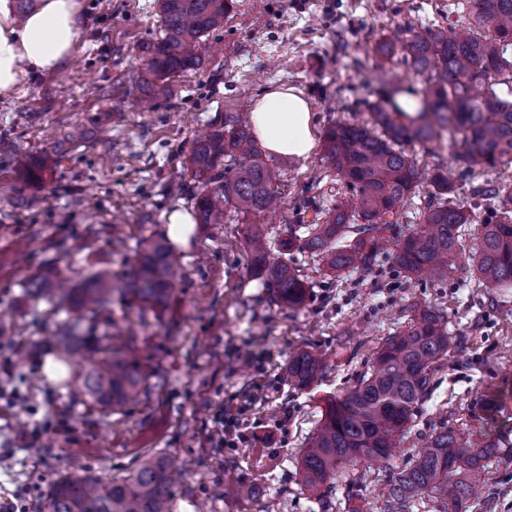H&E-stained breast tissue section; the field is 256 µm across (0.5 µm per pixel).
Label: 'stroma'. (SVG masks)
I'll return each instance as SVG.
<instances>
[{
	"label": "stroma",
	"mask_w": 512,
	"mask_h": 512,
	"mask_svg": "<svg viewBox=\"0 0 512 512\" xmlns=\"http://www.w3.org/2000/svg\"><path fill=\"white\" fill-rule=\"evenodd\" d=\"M78 2L81 50L61 71L29 76L0 96V327L38 345L23 364L0 346V498L22 490L24 512H47V488L70 458L108 482L157 454L184 466L173 512H382L377 490L440 423L481 428L512 444V285L489 288L470 276L410 280L385 257L373 270L334 279L297 247L286 256L305 276L308 298L291 311L251 274L241 215L217 229L196 225L188 245H174L186 276L162 324H143L113 305V335L131 341L130 357L150 374L139 402L109 414L68 393L67 366L40 345L66 314L22 299V280L47 260L73 281L96 268L123 276L139 241L166 240L169 214L192 209L194 183L183 159L200 133L248 111L276 84L303 91L317 135L364 121L379 72L413 82L375 46L398 44L412 26L460 24L467 16L465 0H232L223 25L199 45L200 66L173 78L155 110L143 112L138 80L162 35L158 0ZM76 125L83 138L67 144L66 160L45 173L44 184L20 181V166ZM410 152L452 179L450 202L472 217L460 243L472 251L483 225L497 220L478 189L498 173L469 169L450 146L417 144ZM269 162L281 172L278 209L262 222L276 258L289 230L306 234L293 227L295 211L328 214L353 192L323 149ZM22 195L32 206L18 205ZM416 299L444 313L456 343L433 373L429 399L388 468L348 470L324 498L311 496L300 461L326 400L369 370ZM301 348L327 367L310 388L296 390L283 371ZM491 392L505 404L492 415L484 406ZM228 410L243 421L245 438L234 448L220 443L218 419ZM466 512H512V460H491Z\"/></svg>",
	"instance_id": "stroma-1"
}]
</instances>
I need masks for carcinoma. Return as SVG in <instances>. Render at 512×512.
<instances>
[{"label":"carcinoma","instance_id":"obj_1","mask_svg":"<svg viewBox=\"0 0 512 512\" xmlns=\"http://www.w3.org/2000/svg\"><path fill=\"white\" fill-rule=\"evenodd\" d=\"M164 36L154 44L141 78L144 109L169 93V81L201 65L197 47L221 23L230 0H159ZM466 26L427 27L400 42V62L419 87L415 117L397 104L402 89L387 84L367 104L371 126L338 123L324 134V152L332 168L355 191L356 202L338 206L327 218L319 210L305 219L304 246L335 277L372 269L388 256L408 279L427 275L451 279L468 269L477 279L496 286L512 284V184L488 182L480 191L497 203L499 218L483 225L471 253L459 249V232L470 214L448 203L454 193L448 178H431L434 191L412 233L399 234V205L420 191L425 171L404 146L412 142H449L471 166L494 172L512 167V57L504 47L512 41V0H466ZM83 131L74 128L56 150L26 162L38 181L60 164L63 141ZM197 184L193 200L198 223L224 224L227 211L244 216L265 212L276 198L280 171L267 163L242 115H228L224 126L193 141L183 161ZM245 240L252 271L274 289L276 302L301 309L308 285L300 271L284 260L268 258L267 228L249 224ZM53 265L21 283L22 295L49 304L57 300ZM182 275L178 257L163 241L141 243L139 258L122 280L97 269L67 289L64 300L74 316L48 339L58 359L71 369L65 386L75 397L102 409L121 412L136 403L145 381L143 365L112 344V334L99 331L102 314L119 300L137 308L140 321L153 312L161 320L170 289ZM406 330L388 337L374 355L369 373L345 394L327 402L316 431L303 452L304 487L318 498L333 488L340 471L365 462L385 468L396 442L420 410L431 390L432 373L448 354L452 337L442 311L427 303L412 305ZM324 370L323 358L301 349L288 358V385L309 388ZM500 443L475 430L463 434L443 424L412 461L391 474L385 512H410L414 500L430 493L463 512L470 489L478 483ZM57 474L46 492L48 512H172L175 471L163 456L150 455L121 479L104 482L88 467L70 465Z\"/></svg>","mask_w":512,"mask_h":512}]
</instances>
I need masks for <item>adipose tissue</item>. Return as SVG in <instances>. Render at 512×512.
<instances>
[{
	"label": "adipose tissue",
	"mask_w": 512,
	"mask_h": 512,
	"mask_svg": "<svg viewBox=\"0 0 512 512\" xmlns=\"http://www.w3.org/2000/svg\"><path fill=\"white\" fill-rule=\"evenodd\" d=\"M78 0H39L17 19L14 0H0V95L16 90L30 73L57 72L80 41ZM256 137L274 155L307 158L315 145L311 108L292 86L274 87L252 105Z\"/></svg>",
	"instance_id": "obj_1"
}]
</instances>
